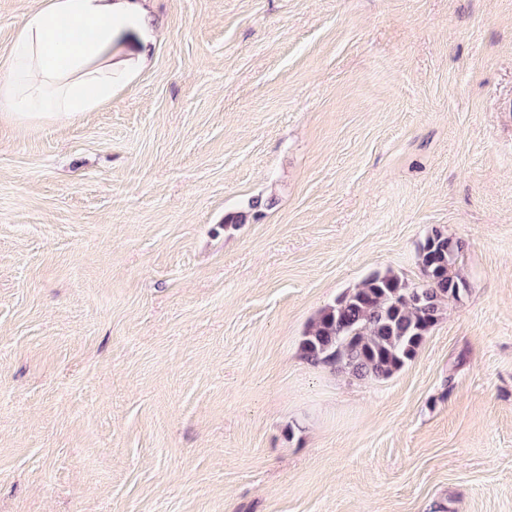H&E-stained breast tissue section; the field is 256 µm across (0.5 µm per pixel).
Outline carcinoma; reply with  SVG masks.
<instances>
[{"instance_id": "1", "label": "carcinoma", "mask_w": 512, "mask_h": 512, "mask_svg": "<svg viewBox=\"0 0 512 512\" xmlns=\"http://www.w3.org/2000/svg\"><path fill=\"white\" fill-rule=\"evenodd\" d=\"M464 242L440 229L416 253L423 275L412 283L392 270L374 272L317 313L300 343L302 357L359 379H386L415 359L448 300L469 291L457 268Z\"/></svg>"}]
</instances>
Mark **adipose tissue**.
<instances>
[{"instance_id":"adipose-tissue-1","label":"adipose tissue","mask_w":512,"mask_h":512,"mask_svg":"<svg viewBox=\"0 0 512 512\" xmlns=\"http://www.w3.org/2000/svg\"><path fill=\"white\" fill-rule=\"evenodd\" d=\"M151 20L138 0H47L0 59V112L17 123L75 121L112 101V48Z\"/></svg>"}]
</instances>
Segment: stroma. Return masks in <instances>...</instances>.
Here are the masks:
<instances>
[{"label":"stroma","instance_id":"obj_1","mask_svg":"<svg viewBox=\"0 0 512 512\" xmlns=\"http://www.w3.org/2000/svg\"><path fill=\"white\" fill-rule=\"evenodd\" d=\"M143 6L110 105L0 117V512H512V0ZM435 227L415 359L307 363Z\"/></svg>","mask_w":512,"mask_h":512}]
</instances>
